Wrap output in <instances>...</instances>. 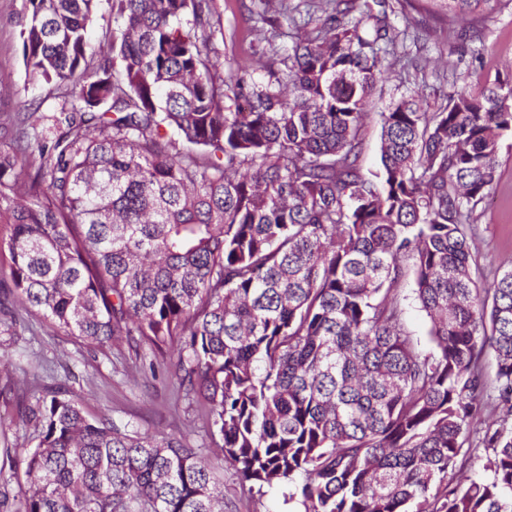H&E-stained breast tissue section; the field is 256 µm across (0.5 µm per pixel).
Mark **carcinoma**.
Segmentation results:
<instances>
[{
  "label": "carcinoma",
  "instance_id": "1",
  "mask_svg": "<svg viewBox=\"0 0 512 512\" xmlns=\"http://www.w3.org/2000/svg\"><path fill=\"white\" fill-rule=\"evenodd\" d=\"M22 56L65 88L51 127L0 150L13 225L0 306L97 349L137 336L150 370L204 408L250 488L303 512H512V267L482 283L469 229L512 131V78L431 111L380 113V167L359 164L387 11L310 0L280 67L224 78L211 0H26ZM409 21L472 28L512 0H397ZM434 348L406 328L401 291ZM492 354L493 368L485 356ZM22 512H224L187 436H157L53 390L16 423ZM476 466L487 478L465 479Z\"/></svg>",
  "mask_w": 512,
  "mask_h": 512
}]
</instances>
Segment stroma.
<instances>
[{
	"instance_id": "35a3bbf8",
	"label": "stroma",
	"mask_w": 512,
	"mask_h": 512,
	"mask_svg": "<svg viewBox=\"0 0 512 512\" xmlns=\"http://www.w3.org/2000/svg\"><path fill=\"white\" fill-rule=\"evenodd\" d=\"M213 21L222 36L217 47L225 74L241 65L265 77L275 55L286 54L290 19L323 23L322 12H308L304 0H288L286 18L265 9L262 0H213ZM26 0H0V148L12 144L14 121L21 105L39 104L44 115L59 106L54 84L32 82L23 63L19 33ZM389 78L371 98V117L363 130L361 168L376 172L381 144L380 112L412 91L422 92L437 106L463 86L480 89L497 75L512 71V6L491 10L483 27L467 40L437 31L420 39L406 38L399 54L389 60ZM473 227V252L484 276L512 266V133L501 142L492 197L480 204ZM17 331L0 325V352L10 354L0 368V512H18L25 474L20 443L33 440V429L15 430L25 407L42 392L70 388L83 395V409L92 418H109L155 434H184L215 466L224 486V512H300L298 501H285L281 488L251 492L234 467L218 455L208 437L199 404L176 385L152 376L145 346L121 339L92 350L74 336L54 328L36 312L14 307Z\"/></svg>"
}]
</instances>
